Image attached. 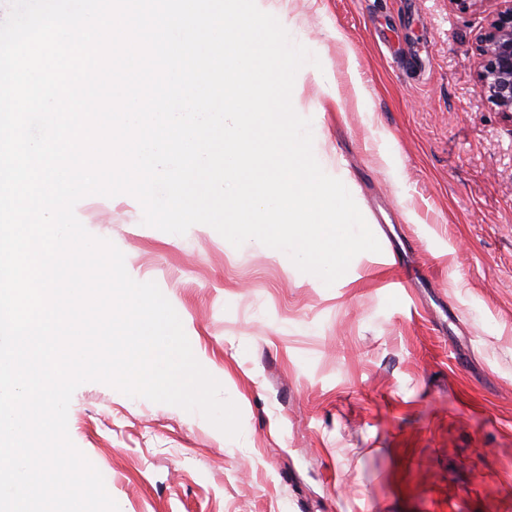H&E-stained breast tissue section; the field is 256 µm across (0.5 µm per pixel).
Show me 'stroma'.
Listing matches in <instances>:
<instances>
[{
	"label": "stroma",
	"instance_id": "1",
	"mask_svg": "<svg viewBox=\"0 0 512 512\" xmlns=\"http://www.w3.org/2000/svg\"><path fill=\"white\" fill-rule=\"evenodd\" d=\"M256 3L318 58L293 107L400 264L363 252L324 288L210 226L170 234L129 197L81 199L241 432L87 382L71 440L122 512H512V117L476 80L499 0Z\"/></svg>",
	"mask_w": 512,
	"mask_h": 512
}]
</instances>
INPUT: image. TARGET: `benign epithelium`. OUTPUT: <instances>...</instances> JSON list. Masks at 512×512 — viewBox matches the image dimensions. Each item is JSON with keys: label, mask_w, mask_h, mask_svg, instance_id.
Segmentation results:
<instances>
[{"label": "benign epithelium", "mask_w": 512, "mask_h": 512, "mask_svg": "<svg viewBox=\"0 0 512 512\" xmlns=\"http://www.w3.org/2000/svg\"><path fill=\"white\" fill-rule=\"evenodd\" d=\"M477 43L478 89L498 111L512 114V0H502Z\"/></svg>", "instance_id": "7a95c632"}]
</instances>
